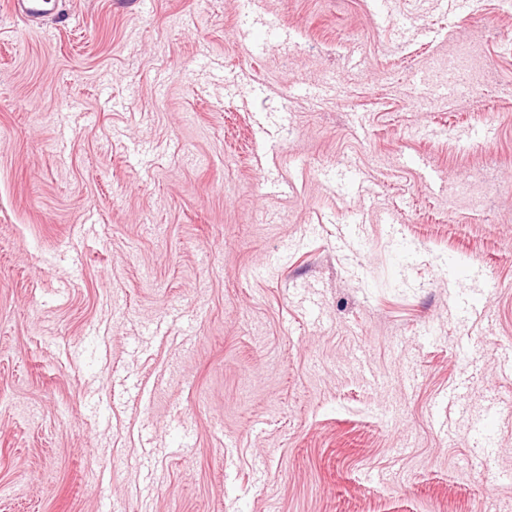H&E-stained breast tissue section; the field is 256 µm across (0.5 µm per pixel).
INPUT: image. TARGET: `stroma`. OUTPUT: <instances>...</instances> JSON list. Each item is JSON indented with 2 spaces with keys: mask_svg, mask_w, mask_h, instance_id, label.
<instances>
[{
  "mask_svg": "<svg viewBox=\"0 0 512 512\" xmlns=\"http://www.w3.org/2000/svg\"><path fill=\"white\" fill-rule=\"evenodd\" d=\"M510 347L512 0H0V512H512ZM9 9L23 22L31 26H42L55 16L56 0H9Z\"/></svg>",
  "mask_w": 512,
  "mask_h": 512,
  "instance_id": "stroma-1",
  "label": "stroma"
}]
</instances>
